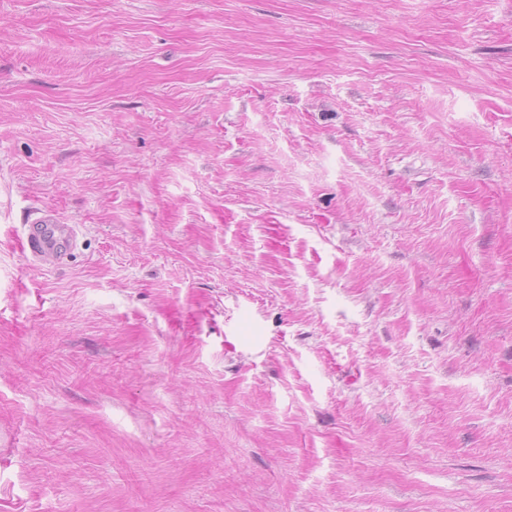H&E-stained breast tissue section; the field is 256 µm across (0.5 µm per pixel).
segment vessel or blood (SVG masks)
I'll list each match as a JSON object with an SVG mask.
<instances>
[{"label": "vessel or blood", "mask_w": 512, "mask_h": 512, "mask_svg": "<svg viewBox=\"0 0 512 512\" xmlns=\"http://www.w3.org/2000/svg\"><path fill=\"white\" fill-rule=\"evenodd\" d=\"M77 225L61 223L53 209L41 211L38 218L25 225L22 247L36 265L62 264L78 245Z\"/></svg>", "instance_id": "obj_1"}]
</instances>
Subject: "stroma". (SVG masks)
Returning <instances> with one entry per match:
<instances>
[{
	"label": "stroma",
	"mask_w": 512,
	"mask_h": 512,
	"mask_svg": "<svg viewBox=\"0 0 512 512\" xmlns=\"http://www.w3.org/2000/svg\"><path fill=\"white\" fill-rule=\"evenodd\" d=\"M0 512H512V0H0ZM78 236V225L61 224L56 212L46 208L31 224H25L23 252L35 265H60L76 249Z\"/></svg>",
	"instance_id": "stroma-1"
}]
</instances>
